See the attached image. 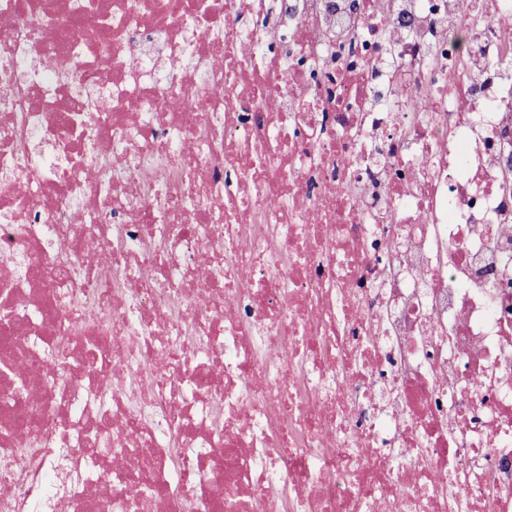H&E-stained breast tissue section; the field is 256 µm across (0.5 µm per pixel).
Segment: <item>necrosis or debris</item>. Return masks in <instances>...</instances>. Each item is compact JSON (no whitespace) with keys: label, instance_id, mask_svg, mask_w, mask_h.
I'll return each mask as SVG.
<instances>
[{"label":"necrosis or debris","instance_id":"4bbe7bcc","mask_svg":"<svg viewBox=\"0 0 512 512\" xmlns=\"http://www.w3.org/2000/svg\"><path fill=\"white\" fill-rule=\"evenodd\" d=\"M510 162L512 0H0V512H512Z\"/></svg>","mask_w":512,"mask_h":512}]
</instances>
